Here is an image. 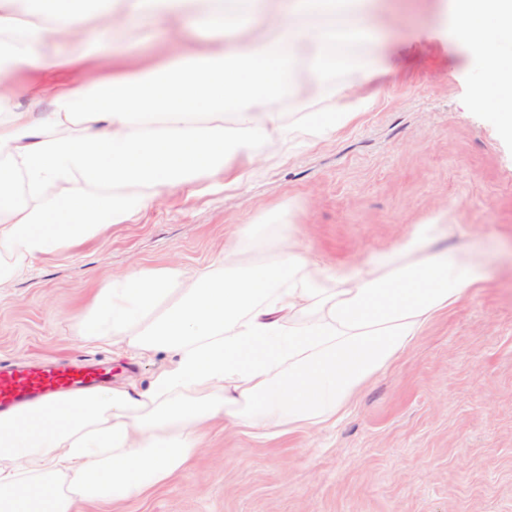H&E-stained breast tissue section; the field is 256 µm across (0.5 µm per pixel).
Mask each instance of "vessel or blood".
I'll return each instance as SVG.
<instances>
[{
    "mask_svg": "<svg viewBox=\"0 0 512 512\" xmlns=\"http://www.w3.org/2000/svg\"><path fill=\"white\" fill-rule=\"evenodd\" d=\"M112 375L106 363L56 365L0 362V411L51 395L92 388Z\"/></svg>",
    "mask_w": 512,
    "mask_h": 512,
    "instance_id": "b4317fda",
    "label": "vessel or blood"
}]
</instances>
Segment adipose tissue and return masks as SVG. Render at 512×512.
Listing matches in <instances>:
<instances>
[{
    "label": "adipose tissue",
    "instance_id": "adipose-tissue-1",
    "mask_svg": "<svg viewBox=\"0 0 512 512\" xmlns=\"http://www.w3.org/2000/svg\"><path fill=\"white\" fill-rule=\"evenodd\" d=\"M457 39L488 82L512 89V0H452ZM388 0H0V291L35 264L136 220L149 200L207 173L239 186L281 145L319 142L359 112L338 85L345 45ZM201 40L129 70L107 66L146 21ZM97 68L86 79L88 68ZM333 104L285 120L272 97ZM232 114L235 126L224 124ZM441 217L361 265L304 254L287 224L241 230L186 277L137 266L104 280L76 337L174 355L147 389L106 386L0 414V512H78L185 471L209 426L264 436L335 424L427 324L485 279L475 255L430 244Z\"/></svg>",
    "mask_w": 512,
    "mask_h": 512
}]
</instances>
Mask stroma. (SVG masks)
<instances>
[{
	"mask_svg": "<svg viewBox=\"0 0 512 512\" xmlns=\"http://www.w3.org/2000/svg\"><path fill=\"white\" fill-rule=\"evenodd\" d=\"M377 99L330 140L268 160L225 189L151 202L131 224L40 262L0 294V362L109 361L113 385L148 388L172 360L80 342L71 318L129 267L186 271L220 258L245 225L290 220L300 248L332 266L397 246L427 218L445 248L487 262L480 288L435 318L336 425L256 437L223 424L186 472L146 495L82 512H512V139L493 115L502 88L438 0H399L378 38Z\"/></svg>",
	"mask_w": 512,
	"mask_h": 512,
	"instance_id": "1",
	"label": "stroma"
}]
</instances>
